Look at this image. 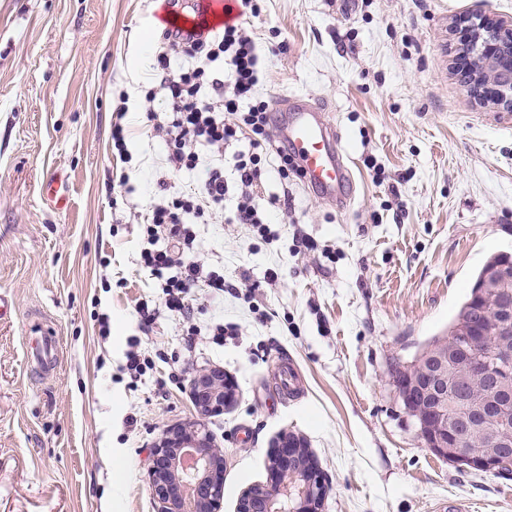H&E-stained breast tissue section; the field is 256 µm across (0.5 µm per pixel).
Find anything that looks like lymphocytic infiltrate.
Here are the masks:
<instances>
[{
  "label": "lymphocytic infiltrate",
  "instance_id": "f902f5d3",
  "mask_svg": "<svg viewBox=\"0 0 512 512\" xmlns=\"http://www.w3.org/2000/svg\"><path fill=\"white\" fill-rule=\"evenodd\" d=\"M169 48H179L190 63L172 70L167 51L157 56V88L167 100L164 115L148 114L153 130L165 145V165L178 173L199 166L198 146L215 154L247 138V149L233 155L238 195L230 223L244 224L259 236L271 233L254 196L262 177V154L274 147L280 179L300 174L295 157L275 139L269 104L259 99L261 82L257 45L241 24L185 37L165 31ZM161 200L144 217L146 243L140 251L143 267L162 290L161 302L171 312L187 315L194 288L224 290L221 266L194 258L196 225L222 213L228 194L222 163H209L200 188L170 192L161 183Z\"/></svg>",
  "mask_w": 512,
  "mask_h": 512
}]
</instances>
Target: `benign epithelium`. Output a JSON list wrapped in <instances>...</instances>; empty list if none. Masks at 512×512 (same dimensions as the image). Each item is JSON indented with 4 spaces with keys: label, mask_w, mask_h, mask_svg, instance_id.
Returning <instances> with one entry per match:
<instances>
[{
    "label": "benign epithelium",
    "mask_w": 512,
    "mask_h": 512,
    "mask_svg": "<svg viewBox=\"0 0 512 512\" xmlns=\"http://www.w3.org/2000/svg\"><path fill=\"white\" fill-rule=\"evenodd\" d=\"M470 37L461 54L466 58L471 74L468 88L496 108L512 112V23L493 21L481 13L469 19ZM480 278L471 286L465 311L479 317L493 316L499 324L512 323V298L498 306H487ZM469 340L488 351L494 367L483 361L469 364L471 372L484 381L481 403L467 407L462 417L464 428H448L444 399L448 394V358L434 359L422 351L418 355L422 380L435 396L432 404H421L422 422L418 435L434 453L453 444L464 445L471 432L490 433L491 428L507 423L505 408L512 405V396L503 376L512 370V351L504 341L486 336L473 327ZM195 400L201 414L223 409L232 401V393L216 374H204L193 379ZM282 451L275 460L276 476L268 484L250 491L244 497L241 512H320L326 488L319 479L305 477L298 481L294 464L300 454V444L292 436L282 439ZM156 457L150 473L157 512H215L224 492V472L220 464L222 453L213 447L208 434L199 427L190 433L172 429L155 448ZM457 465L465 470L502 474L512 470V449L506 447L497 454H481L468 450L457 456Z\"/></svg>",
    "instance_id": "7a95c632"
}]
</instances>
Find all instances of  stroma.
Returning a JSON list of instances; mask_svg holds the SVG:
<instances>
[{
    "label": "stroma",
    "mask_w": 512,
    "mask_h": 512,
    "mask_svg": "<svg viewBox=\"0 0 512 512\" xmlns=\"http://www.w3.org/2000/svg\"><path fill=\"white\" fill-rule=\"evenodd\" d=\"M162 5L0 0V512H101L105 499L156 512L153 450L165 431L199 425L224 457L219 512L271 481L286 434L327 488L322 512H431L439 498L512 512V475L436 456L390 377L447 330L486 260L512 253V117L478 104L452 66L455 21L476 8L512 18V0H261L241 15L260 96L324 108L356 194L340 207L280 180L268 155L257 192L273 236L199 225L196 251L223 264L230 288L195 289L186 319L160 309L139 262L159 180L185 190L204 176L167 172L146 119L166 107L145 96ZM118 120L127 161L112 152ZM300 234L316 250H297ZM142 303L158 312L147 331ZM218 319L237 335L186 333ZM45 336L48 366L27 356ZM136 337L149 366L133 379ZM290 362L292 395L277 385ZM204 369L222 370L234 399L203 416L192 380Z\"/></svg>",
    "instance_id": "35a3bbf8"
}]
</instances>
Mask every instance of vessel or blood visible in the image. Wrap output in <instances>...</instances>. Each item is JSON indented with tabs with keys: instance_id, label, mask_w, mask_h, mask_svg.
Returning a JSON list of instances; mask_svg holds the SVG:
<instances>
[{
	"instance_id": "vessel-or-blood-1",
	"label": "vessel or blood",
	"mask_w": 512,
	"mask_h": 512,
	"mask_svg": "<svg viewBox=\"0 0 512 512\" xmlns=\"http://www.w3.org/2000/svg\"><path fill=\"white\" fill-rule=\"evenodd\" d=\"M235 0H183L179 17L161 16L167 29L189 27L192 19L210 17L214 26L227 21V8ZM280 137L299 160L306 186L317 193L349 200L351 183L341 137L328 122L325 112L308 96L285 98L274 110Z\"/></svg>"
}]
</instances>
